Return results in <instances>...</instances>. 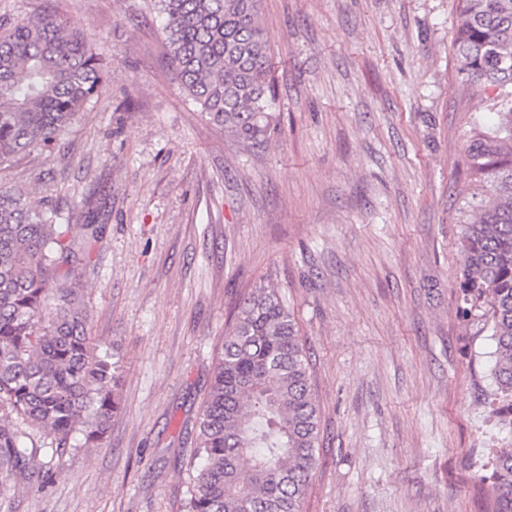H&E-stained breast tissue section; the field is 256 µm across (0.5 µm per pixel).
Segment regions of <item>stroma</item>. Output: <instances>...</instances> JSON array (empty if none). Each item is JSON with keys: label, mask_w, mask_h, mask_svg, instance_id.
Returning a JSON list of instances; mask_svg holds the SVG:
<instances>
[{"label": "stroma", "mask_w": 512, "mask_h": 512, "mask_svg": "<svg viewBox=\"0 0 512 512\" xmlns=\"http://www.w3.org/2000/svg\"><path fill=\"white\" fill-rule=\"evenodd\" d=\"M59 7L107 65L52 150L0 187L62 224L102 206L76 266L87 332L122 360L121 411L95 448L27 430L37 464L0 512H180L190 441L239 294L278 288L320 410L302 512H479L494 449L493 342L458 294L469 100L457 109L456 0H262L279 124L228 136L188 101L149 0Z\"/></svg>", "instance_id": "stroma-1"}]
</instances>
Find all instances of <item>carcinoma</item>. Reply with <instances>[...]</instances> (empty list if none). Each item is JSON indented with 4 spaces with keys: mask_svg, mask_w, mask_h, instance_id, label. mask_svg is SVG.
Wrapping results in <instances>:
<instances>
[{
    "mask_svg": "<svg viewBox=\"0 0 512 512\" xmlns=\"http://www.w3.org/2000/svg\"><path fill=\"white\" fill-rule=\"evenodd\" d=\"M456 83L495 120L470 116L464 165L475 217L461 224L462 312L494 343L498 413L512 427V0H457ZM182 90L231 136L262 144L274 122L261 0H154ZM106 82V67L62 11L0 15V165L52 149ZM20 190H0V497L35 462L22 423L64 448L96 447L120 411L121 364L87 334L72 265L89 259L101 209L78 229ZM298 325L279 290L237 300L213 357L180 512H300L317 465L320 411ZM483 512H512V447L500 449Z\"/></svg>",
    "mask_w": 512,
    "mask_h": 512,
    "instance_id": "obj_1",
    "label": "carcinoma"
}]
</instances>
